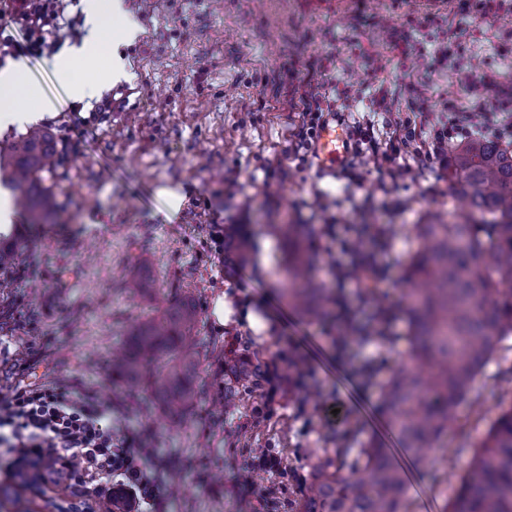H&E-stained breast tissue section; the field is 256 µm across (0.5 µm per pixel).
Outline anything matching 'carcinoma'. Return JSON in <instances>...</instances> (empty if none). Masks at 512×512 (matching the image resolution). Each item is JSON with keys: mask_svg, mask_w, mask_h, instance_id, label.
Segmentation results:
<instances>
[{"mask_svg": "<svg viewBox=\"0 0 512 512\" xmlns=\"http://www.w3.org/2000/svg\"><path fill=\"white\" fill-rule=\"evenodd\" d=\"M64 167L47 128L18 134L0 148V184L32 224L60 219L56 179ZM464 218L416 224L420 248L409 275L408 358L396 363L379 401L405 446L422 455L456 419L458 405L477 389L483 368L512 335V146L480 136L457 145L448 161ZM292 244L288 303L300 311L328 314L327 289L316 281L299 245L302 225L282 224ZM24 244L0 240V273L12 268ZM153 290L150 276L135 268L126 282ZM196 306L166 301L158 315L140 319L112 356V379L145 387L169 415L192 419L199 389L192 375L199 363ZM165 369L154 372L153 362ZM224 404H232L256 379L257 365L224 361ZM400 472L372 444L349 448L336 441L314 467L309 495L298 512H403ZM448 512H512V403L475 444Z\"/></svg>", "mask_w": 512, "mask_h": 512, "instance_id": "carcinoma-1", "label": "carcinoma"}]
</instances>
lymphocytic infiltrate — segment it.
I'll return each instance as SVG.
<instances>
[{
  "instance_id": "1",
  "label": "lymphocytic infiltrate",
  "mask_w": 512,
  "mask_h": 512,
  "mask_svg": "<svg viewBox=\"0 0 512 512\" xmlns=\"http://www.w3.org/2000/svg\"><path fill=\"white\" fill-rule=\"evenodd\" d=\"M63 11L64 0H0V15L21 16L28 29L39 33V49L50 52L57 47V37L48 26ZM351 100L347 91L326 104L316 94H302L296 152L307 158L316 157L318 130L329 117L349 109ZM473 131L503 142L512 140V115L505 114L495 122L473 128L452 110L446 124L432 128L427 127L422 116L400 120L397 133L386 142L367 126H352L348 136L361 154L371 156L381 170L396 180L404 171L396 167L395 161L410 141L422 140L421 162L442 165L448 159L449 140L468 137ZM0 447L18 463L34 461L65 468L76 494L92 490L112 495L124 492L140 503L155 501L159 494L156 480L136 464L137 458L144 455L139 440L115 427L111 409L105 408L97 394L89 390L57 386L1 394Z\"/></svg>"
}]
</instances>
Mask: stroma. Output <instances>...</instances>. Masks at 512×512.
Here are the masks:
<instances>
[{
    "mask_svg": "<svg viewBox=\"0 0 512 512\" xmlns=\"http://www.w3.org/2000/svg\"><path fill=\"white\" fill-rule=\"evenodd\" d=\"M137 38L119 45L121 80H104L94 96L72 98L49 55L27 49L20 19H0V35L18 43L39 91L41 126L55 136L69 171L59 183L58 223H15L27 241L7 287H0V393L63 384L98 393L119 428L138 436L150 456L140 467L159 484L160 512H297L310 475L335 438L350 447L367 439L384 448L405 475L409 512H447L471 448L512 401V337L483 370L478 391L457 409L429 463L405 448L378 411L380 390L409 349L406 266L419 248L413 225L457 217L459 197L446 167L419 168L415 147L398 162L408 173L390 181L363 160L358 182L305 163L293 152L299 97L334 98L358 90L346 124L372 123L388 139L391 122L426 102L429 121L445 122L442 101L483 119L480 106L512 103V0L482 20L459 0H124ZM451 49L453 66L433 57ZM483 84L484 103L470 92ZM132 94L112 107L117 86ZM384 99L375 112L371 102ZM184 199L170 213L167 190ZM306 230L315 276L335 278L326 263L324 230L382 224L378 262L389 278L380 303L396 318L387 340L359 347L360 361L337 355L335 317L311 320L289 306L288 243L281 224ZM238 225L247 260L223 261L212 236ZM139 266L156 287L193 302L207 346L195 374L206 390L194 425L172 421L146 392L129 397L112 382V351L130 325L162 305L159 296L116 290ZM253 308L268 321L254 332L243 320L217 327L214 300ZM241 337L251 360L300 355L309 372L300 390L256 395L224 405V352ZM268 404L265 416L255 406ZM265 448L281 465L258 472L274 492L264 505L244 482L248 449Z\"/></svg>",
    "mask_w": 512,
    "mask_h": 512,
    "instance_id": "35a3bbf8",
    "label": "stroma"
}]
</instances>
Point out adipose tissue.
<instances>
[{"label": "adipose tissue", "instance_id": "obj_1", "mask_svg": "<svg viewBox=\"0 0 512 512\" xmlns=\"http://www.w3.org/2000/svg\"><path fill=\"white\" fill-rule=\"evenodd\" d=\"M86 10L90 24L88 37L79 48L67 56L57 58L53 63L54 72L76 99L84 98L96 89L95 80L82 77L90 62L101 63L104 75L116 79L122 75L115 60L111 34L113 17L122 13L120 0H88ZM36 96L25 65L17 64L0 72V118L5 123H36L41 114L28 106L29 101L35 100Z\"/></svg>", "mask_w": 512, "mask_h": 512}]
</instances>
